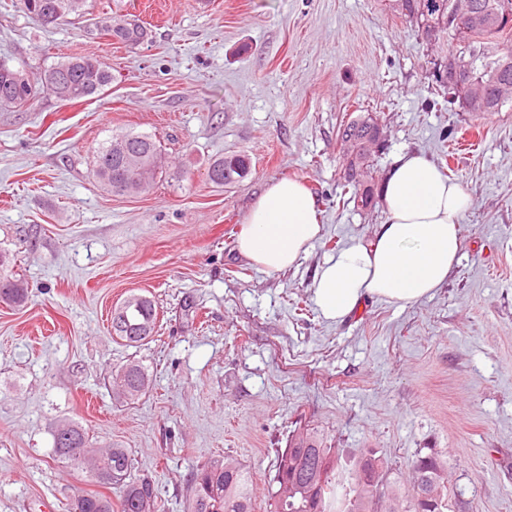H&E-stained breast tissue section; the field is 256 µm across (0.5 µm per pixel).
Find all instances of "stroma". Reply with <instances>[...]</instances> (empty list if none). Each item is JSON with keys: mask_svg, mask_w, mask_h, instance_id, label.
<instances>
[{"mask_svg": "<svg viewBox=\"0 0 512 512\" xmlns=\"http://www.w3.org/2000/svg\"><path fill=\"white\" fill-rule=\"evenodd\" d=\"M128 14L147 39H92L75 17L33 21L0 0V58L37 73L94 52L103 95H39L0 109V249L15 258L23 306L0 303V512H67L96 485L53 454L51 431L82 424L152 473L165 512H184L200 463L232 454L266 512L275 451L313 429L346 465L371 448L409 484L418 451L448 461L466 512H512V104L459 111L432 89L420 41L387 0H87ZM380 111L385 149L450 163L471 196L458 263L432 294L370 302L341 322L312 294L317 267L384 218L342 202L338 129ZM156 135L171 164L138 196L106 191L93 154L112 135ZM249 173L220 187L216 158ZM280 177L315 196L323 235L296 267L268 273L237 252L250 205ZM152 297V339H112L111 312ZM137 360L150 388L115 401L113 370ZM224 162L225 170L224 172ZM231 164L226 166L227 163ZM233 166V167H232ZM246 166L249 167V163L246 157L243 155L235 154L234 156H226L213 160L208 167V176L212 183L218 186H224V184H230L243 178L247 172L240 173L235 168ZM235 167V168H234Z\"/></svg>", "mask_w": 512, "mask_h": 512, "instance_id": "1", "label": "stroma"}]
</instances>
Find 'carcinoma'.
<instances>
[{"mask_svg": "<svg viewBox=\"0 0 512 512\" xmlns=\"http://www.w3.org/2000/svg\"><path fill=\"white\" fill-rule=\"evenodd\" d=\"M21 9L43 26L55 25L69 14H80L84 0H69V7L58 9L62 0H19ZM478 10L491 11L479 21L468 23L460 15L462 0H403L396 12L419 33L426 46L429 76L436 91L460 103L464 89L447 79L464 70L468 77L481 80L492 95L484 112H497L507 103L493 92L512 88V67L503 68V59L512 58V0H471ZM106 31L109 40L137 45L146 35L135 19L104 14L87 27L97 37ZM16 69L0 61V108L23 107L38 93H47L62 102H76L100 94L112 82V74L100 56L90 53L54 63L28 83L11 79ZM380 118L371 113L351 116L341 125L343 149L353 150L344 170L343 192L362 208L372 205L373 191L368 177L376 150L366 145ZM135 154L147 167L136 174L128 166V155ZM164 172L163 149L155 137L128 131L112 136V142L98 148L94 174L108 190L135 179L134 192H150ZM212 183L222 186L244 177L224 158L208 167ZM27 296L20 280L0 276V303L18 306ZM158 320L155 301L142 294H131L112 311V336L125 345H138L148 339L144 329L154 332ZM149 377L145 367L131 361L114 378L118 397L134 402L146 394ZM56 457L87 470L98 485L112 489V495L81 492L70 505V512H160L155 482L137 473L125 448L105 449L90 444L86 429L74 421H64L52 430ZM387 475V462L371 448H365L354 469L344 471L333 448L324 447L313 435L297 434L285 449L277 451L275 474L269 482V512H369L372 491L356 480L361 462ZM411 488L401 490L388 481L390 496L380 500L379 512H455V494L448 486L447 464L435 449L416 453L410 463ZM253 481L246 468L233 456L210 460L190 475L187 512H254Z\"/></svg>", "mask_w": 512, "mask_h": 512, "instance_id": "obj_1", "label": "carcinoma"}]
</instances>
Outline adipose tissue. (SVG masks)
Listing matches in <instances>:
<instances>
[{
  "label": "adipose tissue",
  "instance_id": "1",
  "mask_svg": "<svg viewBox=\"0 0 512 512\" xmlns=\"http://www.w3.org/2000/svg\"><path fill=\"white\" fill-rule=\"evenodd\" d=\"M385 218L367 240L337 248L317 268L313 299L321 315L343 320L366 300L409 303L448 278L461 248L470 196L423 154L400 155L381 187ZM322 234L316 200L301 181L268 182L245 216L239 253L279 272L308 254Z\"/></svg>",
  "mask_w": 512,
  "mask_h": 512
}]
</instances>
